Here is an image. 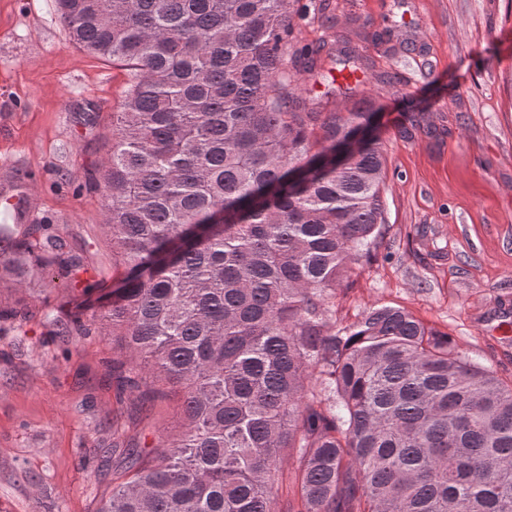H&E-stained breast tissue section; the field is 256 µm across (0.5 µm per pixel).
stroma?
Listing matches in <instances>:
<instances>
[{
    "mask_svg": "<svg viewBox=\"0 0 512 512\" xmlns=\"http://www.w3.org/2000/svg\"><path fill=\"white\" fill-rule=\"evenodd\" d=\"M318 0H296L300 37L349 40L373 70L398 73L378 92L387 158L385 232L377 262L336 298V319L401 306L453 336L460 349L512 378V0H333L341 27L309 20ZM388 25L390 43L366 35ZM414 38L418 53L399 52ZM129 76L76 48L55 0H0V209L23 194L16 236L48 224L81 270L26 258L23 284L0 276V512H96L112 487V343L105 327L61 342L55 323L95 309L112 285L102 226L101 173ZM423 103V127L406 108ZM178 421L158 403L125 434L148 446Z\"/></svg>",
    "mask_w": 512,
    "mask_h": 512,
    "instance_id": "stroma-1",
    "label": "stroma"
}]
</instances>
